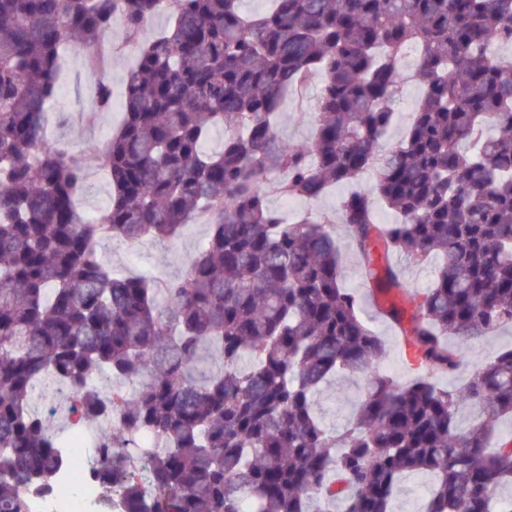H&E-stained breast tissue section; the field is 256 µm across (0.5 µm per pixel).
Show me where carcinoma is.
I'll list each match as a JSON object with an SVG mask.
<instances>
[{
    "instance_id": "carcinoma-1",
    "label": "carcinoma",
    "mask_w": 512,
    "mask_h": 512,
    "mask_svg": "<svg viewBox=\"0 0 512 512\" xmlns=\"http://www.w3.org/2000/svg\"><path fill=\"white\" fill-rule=\"evenodd\" d=\"M0 0V512H30L22 489L62 465L56 409L65 394L97 433L103 497L119 512H392L399 479L428 473L423 512H512V345L463 370L449 339L512 326V0ZM161 12L166 28L141 40ZM122 17L135 46L124 120L104 147L68 152L43 136L64 47L90 68ZM419 50L412 73L401 55ZM320 79L309 140L275 133L285 98ZM421 86L393 148L399 88ZM99 82L92 108L107 112ZM495 133H485L487 127ZM217 151L205 150L215 129ZM112 184L90 218L77 209L88 160ZM374 179L365 184L367 174ZM356 184L333 214L287 222L275 193L318 200ZM395 215L377 219L373 201ZM203 243L175 281L118 276L105 239L175 240L199 215ZM344 226L371 288H405L396 253L436 263L403 324L420 374L378 370L384 339L342 284ZM214 352L204 361L203 349ZM361 378L345 427H327L315 397L332 378ZM475 409L463 429L458 416ZM147 431L162 451L145 481L124 476Z\"/></svg>"
}]
</instances>
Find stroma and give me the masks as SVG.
Listing matches in <instances>:
<instances>
[{"label":"stroma","mask_w":512,"mask_h":512,"mask_svg":"<svg viewBox=\"0 0 512 512\" xmlns=\"http://www.w3.org/2000/svg\"><path fill=\"white\" fill-rule=\"evenodd\" d=\"M134 61L133 53H115L107 69L90 74L82 54L70 52L66 55L58 78V94L51 107L48 136L52 143L79 149L101 142L111 134L123 118L122 112H94L86 106L87 85L107 82L114 91H121L128 68ZM317 85H310L303 97L288 100L276 132L283 143H301L313 132L316 111ZM206 235L202 222L194 221L185 226L181 237L173 242L158 241L137 247L112 239L106 241L101 254L117 273H145L166 281H174L184 273L187 257L193 253ZM344 285L354 292L373 329L383 337L388 352L380 365L381 370L392 373L406 381L416 376L417 371L408 361L400 342L397 328L384 316L378 314L370 289L364 286V274L357 254L351 248L343 250ZM357 384L352 379H336L321 395L318 407L327 425L343 427L352 415V400Z\"/></svg>","instance_id":"1"}]
</instances>
